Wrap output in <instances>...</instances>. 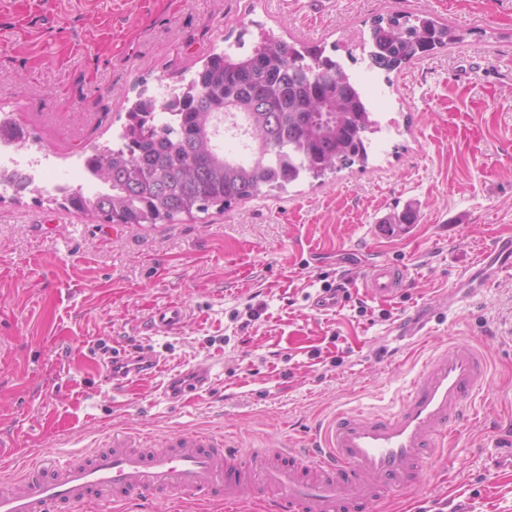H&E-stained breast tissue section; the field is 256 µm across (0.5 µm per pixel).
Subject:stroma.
<instances>
[{
    "label": "stroma",
    "mask_w": 512,
    "mask_h": 512,
    "mask_svg": "<svg viewBox=\"0 0 512 512\" xmlns=\"http://www.w3.org/2000/svg\"><path fill=\"white\" fill-rule=\"evenodd\" d=\"M398 13L457 30V43L402 69L368 64L370 26ZM268 32L331 49L379 128L366 165L305 179L227 210L172 224H107L54 191L0 184V439L11 473L45 452L65 461L129 431L160 448L180 430L242 450L299 449L342 411L391 405L436 351L478 348L488 365L475 420L455 425L420 481L371 512H512V276L467 305L452 299L494 235L512 234V0H0V117L73 159L115 142L141 90L185 86L226 43ZM412 214L409 235L390 214ZM406 265L391 299L351 289L311 307L328 282L372 264ZM182 305L177 332L150 318ZM425 321L413 350L381 348L406 319ZM151 343L159 366L119 388L112 353ZM192 367L204 391L180 404L158 389ZM110 512H265L164 497Z\"/></svg>",
    "instance_id": "stroma-1"
}]
</instances>
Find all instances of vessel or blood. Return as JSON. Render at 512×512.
Wrapping results in <instances>:
<instances>
[{
  "mask_svg": "<svg viewBox=\"0 0 512 512\" xmlns=\"http://www.w3.org/2000/svg\"><path fill=\"white\" fill-rule=\"evenodd\" d=\"M406 266L381 262L364 273L361 286L376 298H392L409 288ZM350 286L341 279L320 289L314 310L336 309ZM184 308L156 311V331L171 333L185 321ZM157 360L150 346L119 352L105 365L107 382L119 379L117 365ZM484 356L467 345L432 355L397 405L384 413H340L322 424L308 448L245 451L213 435L185 430L165 447L140 450L136 436L116 432L106 447L85 459L35 462L8 486L0 487V512H73L75 507L149 501L165 494L219 503L237 501L244 491L269 512H369L381 496L419 481L433 448L464 419L468 402L483 386ZM208 372L191 370L168 384L164 396L195 395Z\"/></svg>",
  "mask_w": 512,
  "mask_h": 512,
  "instance_id": "obj_1",
  "label": "vessel or blood"
}]
</instances>
